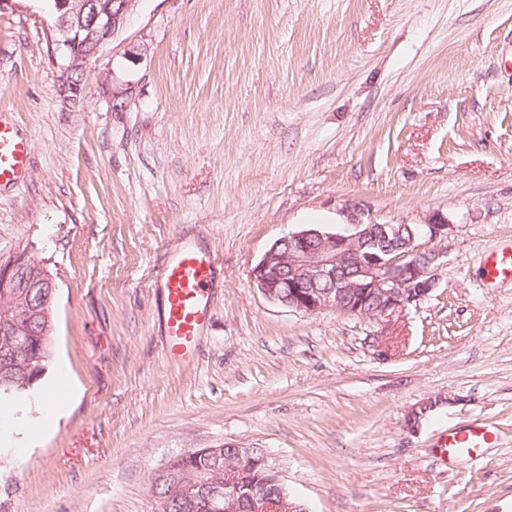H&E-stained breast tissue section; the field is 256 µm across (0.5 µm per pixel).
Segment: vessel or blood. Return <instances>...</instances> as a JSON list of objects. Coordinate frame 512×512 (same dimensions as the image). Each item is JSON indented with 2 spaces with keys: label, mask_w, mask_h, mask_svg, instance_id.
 I'll return each instance as SVG.
<instances>
[{
  "label": "vessel or blood",
  "mask_w": 512,
  "mask_h": 512,
  "mask_svg": "<svg viewBox=\"0 0 512 512\" xmlns=\"http://www.w3.org/2000/svg\"><path fill=\"white\" fill-rule=\"evenodd\" d=\"M28 135L0 115V187L22 181L29 167ZM484 265L492 278H512V250L490 253ZM216 257L195 240L179 243L161 264L156 284L163 296V329L168 358L191 362L199 337L210 321ZM495 432L476 425L448 435L442 447L449 461L472 459L477 448L488 445Z\"/></svg>",
  "instance_id": "b4317fda"
}]
</instances>
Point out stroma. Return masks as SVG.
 <instances>
[{"label": "stroma", "mask_w": 512, "mask_h": 512, "mask_svg": "<svg viewBox=\"0 0 512 512\" xmlns=\"http://www.w3.org/2000/svg\"><path fill=\"white\" fill-rule=\"evenodd\" d=\"M66 65L47 0L0 5V113L31 137L0 255L55 278L33 390L69 394L0 441V512H157L154 473L222 445L264 449L308 512H512V280L483 268L512 245V0H141L75 108ZM434 213L436 286L384 329L251 281L302 227ZM187 237L221 271L177 364L154 281ZM475 424L494 443L441 458Z\"/></svg>", "instance_id": "1"}]
</instances>
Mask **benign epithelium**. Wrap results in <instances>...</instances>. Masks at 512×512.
I'll list each match as a JSON object with an SVG mask.
<instances>
[{"label": "benign epithelium", "mask_w": 512, "mask_h": 512, "mask_svg": "<svg viewBox=\"0 0 512 512\" xmlns=\"http://www.w3.org/2000/svg\"><path fill=\"white\" fill-rule=\"evenodd\" d=\"M139 0H53L55 31L66 58V78L60 96L75 103L83 94V81L101 50L126 28ZM450 225L431 215L420 225L429 238H446ZM395 225L350 217L343 232L317 226L303 227L277 241L251 270L250 277L264 297L289 309L317 314H339L390 324L420 304L435 287L433 267L439 255L422 252L417 235L404 246L389 232ZM56 282L46 266L18 250L0 257V337L9 339L0 351V375L18 365L11 359L31 336L55 332ZM234 454L233 465L218 476L200 470L191 476L177 472L169 461L155 476L172 480V489L190 506L209 512H302L303 506L279 495L275 500L247 495L237 484V466L251 459L252 449L235 446L202 448L196 454L208 460Z\"/></svg>", "instance_id": "obj_1"}]
</instances>
